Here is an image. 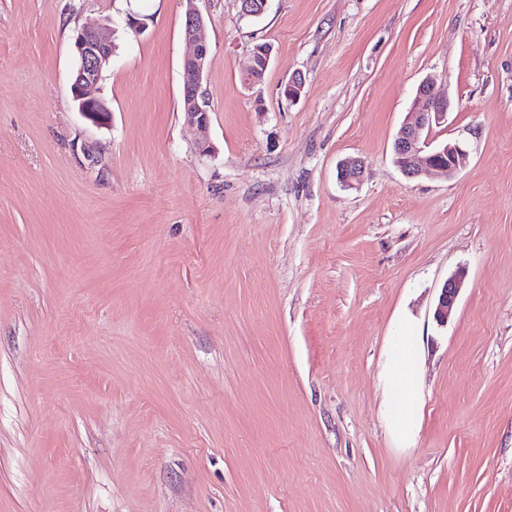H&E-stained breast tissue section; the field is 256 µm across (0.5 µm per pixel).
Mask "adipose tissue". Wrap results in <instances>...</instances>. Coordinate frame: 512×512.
I'll list each match as a JSON object with an SVG mask.
<instances>
[{
  "mask_svg": "<svg viewBox=\"0 0 512 512\" xmlns=\"http://www.w3.org/2000/svg\"><path fill=\"white\" fill-rule=\"evenodd\" d=\"M390 409L388 427L400 437H409L421 416L420 338L414 330L392 337L383 369Z\"/></svg>",
  "mask_w": 512,
  "mask_h": 512,
  "instance_id": "obj_1",
  "label": "adipose tissue"
}]
</instances>
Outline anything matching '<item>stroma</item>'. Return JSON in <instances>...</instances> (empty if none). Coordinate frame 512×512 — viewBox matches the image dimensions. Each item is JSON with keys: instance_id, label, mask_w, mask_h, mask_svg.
Masks as SVG:
<instances>
[{"instance_id": "35a3bbf8", "label": "stroma", "mask_w": 512, "mask_h": 512, "mask_svg": "<svg viewBox=\"0 0 512 512\" xmlns=\"http://www.w3.org/2000/svg\"><path fill=\"white\" fill-rule=\"evenodd\" d=\"M197 6L203 135L182 0H0V512H512V0ZM83 26L115 43L102 127L70 100ZM427 78L431 145L469 155L451 180L394 161ZM407 325L402 441L382 372ZM197 0H183L186 3L182 33L184 39L193 45V51L182 62L184 74L183 108L187 123L200 128L209 124V110L200 93L207 67L208 45L204 37L206 18L196 7ZM272 59V52H269L265 58H259L256 53L251 52V64L245 72L246 81L244 84L249 88H254L261 84L265 72L268 69ZM463 279L464 272H458L448 278L441 288V293L434 313L437 322L442 324L448 322V315L450 314L459 295ZM420 336L407 329L388 344L383 380L390 409L388 427L400 437H409L421 416Z\"/></svg>"}]
</instances>
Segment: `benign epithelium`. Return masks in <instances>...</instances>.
<instances>
[{
  "mask_svg": "<svg viewBox=\"0 0 512 512\" xmlns=\"http://www.w3.org/2000/svg\"><path fill=\"white\" fill-rule=\"evenodd\" d=\"M186 3L182 33L184 39L193 45V51L182 62L184 74L183 108L187 123L200 128L209 124V110L200 93L207 67L208 45L204 37L206 18L196 7V0ZM74 53L79 65L74 69L70 92L72 101L79 112L97 125L107 123L111 110L103 99L96 95V89L103 72L110 65L114 44L95 29L83 28L74 37ZM272 59V54L260 58L251 53V64L245 72V85L254 88L261 84ZM449 101L433 93L432 83L422 82L416 92L414 112L399 130L393 144L395 162L409 179H419L434 172L444 173L454 179L468 161L467 152L456 143L442 147L421 156L428 148L430 129L445 121ZM364 163L354 159L342 163L339 179L353 187L363 179ZM464 272L448 278L438 298L434 316L439 323L448 322L450 314L462 287Z\"/></svg>",
  "mask_w": 512,
  "mask_h": 512,
  "instance_id": "obj_1",
  "label": "benign epithelium"
}]
</instances>
